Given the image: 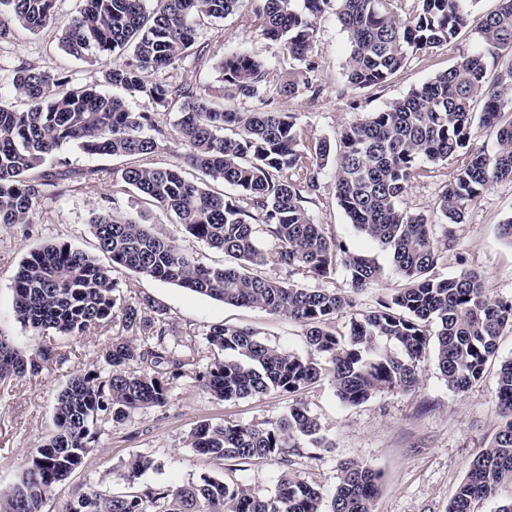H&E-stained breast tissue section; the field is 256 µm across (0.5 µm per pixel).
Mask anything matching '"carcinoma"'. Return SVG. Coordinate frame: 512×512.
Here are the masks:
<instances>
[{"instance_id":"obj_1","label":"carcinoma","mask_w":512,"mask_h":512,"mask_svg":"<svg viewBox=\"0 0 512 512\" xmlns=\"http://www.w3.org/2000/svg\"><path fill=\"white\" fill-rule=\"evenodd\" d=\"M83 6L58 27L59 43L77 59L94 51L104 64V83L74 87L62 73L20 64L12 88L23 107L0 102V224H31L41 197L58 186L60 173L44 169L63 147L88 155L127 157L123 188L172 212L197 241L224 253L232 263L207 265L133 217L103 210L93 219L102 265L70 244H45L32 251L15 276L13 313L33 333L51 330L77 336L120 321L121 336L103 353L106 377L73 374L55 403L54 430L36 448L19 481L0 489V512H41L54 488L78 469L91 451L97 422L121 423L136 410L166 404L173 381L190 360L167 339L164 308L145 297L122 304L113 271L177 285L227 305L258 308L299 322L318 359L302 358L265 343L251 329L215 324L207 340L219 357L200 376L202 387L220 401L279 392L294 396L327 377L338 400L360 405L390 392H409L420 382L419 362L434 352L437 368L454 392L479 381L497 357L499 338L512 328V301L491 299L479 274L462 270L448 278L432 274L453 226L492 183L512 179V0H499L488 13L478 0H260L252 11L260 34L279 42L295 67L283 75L269 61L247 52L218 63L223 103L208 88L164 84L151 73L203 57L195 23L220 21L239 12L245 0H82ZM56 0H0L31 32L55 23ZM331 11L350 44L346 70L353 91L382 88L410 57L452 43L466 28L478 45L447 71L411 90L385 109L371 112L338 134L333 174L339 207L354 227L389 250L403 286L377 307L351 318L348 334L329 330L336 314L354 307L353 293L376 284L383 268L343 241L327 236L305 203L317 194L331 145L304 144L296 116L269 108L277 96L311 89L318 68L314 48L317 20ZM127 57L114 67L112 58ZM140 97L156 109L181 102L172 126L156 113L131 110L126 97ZM482 99L480 112L475 100ZM259 109L241 112L234 102ZM495 131L491 152L474 145V127ZM176 141L185 148L183 165L157 167L145 160ZM456 163L453 181L442 187L435 212L404 206L422 166ZM198 173L188 178L182 166ZM230 187L235 196L216 191ZM270 241L273 252L262 247ZM274 259L288 275L303 271L313 280L341 268L352 291H333L271 278L260 268ZM51 351L30 353L0 335V381L38 375ZM147 371L131 372L132 364ZM496 398L502 422L494 441L472 460L448 512H473L512 482V359L497 373ZM305 440L327 447L321 425L297 401L282 417L263 426L226 421L201 423L189 444L196 452L246 466L296 448ZM152 465L135 456L123 475L129 483ZM380 474L350 460L330 499V512H372ZM320 489L284 472L273 495L257 497L243 487L205 479L198 485L148 488L141 493L86 494L64 512H323Z\"/></svg>"}]
</instances>
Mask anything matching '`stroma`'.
I'll return each mask as SVG.
<instances>
[{"label":"stroma","instance_id":"1","mask_svg":"<svg viewBox=\"0 0 512 512\" xmlns=\"http://www.w3.org/2000/svg\"><path fill=\"white\" fill-rule=\"evenodd\" d=\"M0 21L10 30L8 37L0 39V93L10 94L14 69L24 62L63 72L76 87L102 83L101 63L77 59L61 50L56 24L33 34L10 15L0 16ZM317 28L319 67L311 75L317 94L280 97L272 107L296 114L307 139L332 143L345 126L384 109L446 71L478 42L474 31L464 30L448 47L412 57L385 87L356 93L346 83L348 45L344 32L330 15L323 16ZM196 42L207 49L202 60L191 59L179 68L157 71L152 81L187 82L220 90L217 64L224 55L236 51L280 60L285 70L292 65L280 43L265 39L250 24L245 10L221 21L199 22ZM126 165L123 158L63 149L48 163V170L64 167L79 172V179L60 183L53 195L43 198L33 223L0 224V334L32 352L42 346L55 351L53 361L41 374L0 383V488L14 483L51 432L56 397L70 376L81 370H104L102 351L118 332L117 327L107 326L77 336H36L22 327L13 315L14 275L29 252L46 242H61L107 263V256L98 253L92 228L93 218L104 208L116 217L145 211L158 232L201 262L225 261L222 252L189 236L172 213L143 205L131 192L112 194L111 184L120 178ZM454 175V163L435 166L433 172L412 181L405 205L415 211L433 210L442 186ZM307 208L329 236L345 241L351 251L374 258L384 268L379 283L355 295L357 312L373 310L378 299L392 293L400 281L389 252L356 230L338 206L332 167L323 170L321 188ZM511 215L512 180L484 190L464 223L455 225L453 245L443 252L436 276L446 278L461 269H472L481 275L488 295L512 300V243L501 239L497 231L498 224ZM116 278L122 302L134 303L149 295L164 305L171 342L181 353L192 355L193 362L174 382L165 406L136 411L121 423L99 422V434L83 465L55 487L42 512H60L66 503L94 491L121 494L131 486L138 490L150 485L188 486L206 479L221 480L266 497L285 472L319 488L328 498L338 482L342 463L349 460L367 463L381 474L374 512H448V504L471 461L492 443L499 429L496 380L501 362L512 359L510 330L503 332L498 356L483 378L466 392L449 389L429 352L420 362V384L409 392L383 394L364 404L348 406L337 399L329 379H321L305 390L300 399L317 416L327 447L316 448L304 442L288 449L285 461L258 460L244 468L229 460L198 454L189 446L188 438L200 422L220 424L228 420L257 426L281 417L289 406L287 396L277 392L218 401L202 389L198 376L215 358L207 342L211 325L250 328L266 343L307 358L311 351L304 329L283 316L227 305L126 270L118 271ZM136 455L151 459L152 466L130 485L121 473L124 464Z\"/></svg>","mask_w":512,"mask_h":512}]
</instances>
